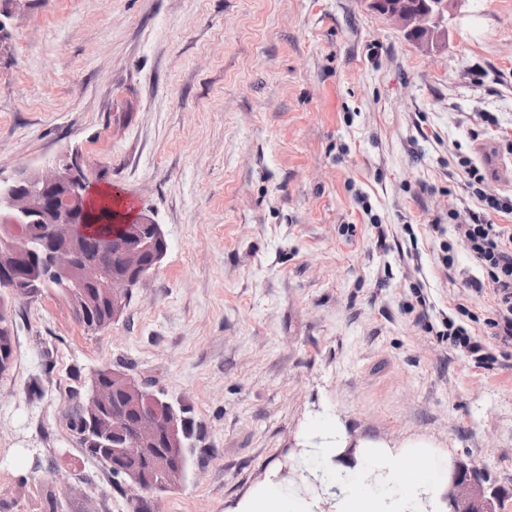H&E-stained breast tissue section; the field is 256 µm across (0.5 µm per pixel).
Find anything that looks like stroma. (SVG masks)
Returning a JSON list of instances; mask_svg holds the SVG:
<instances>
[{
  "instance_id": "obj_1",
  "label": "stroma",
  "mask_w": 512,
  "mask_h": 512,
  "mask_svg": "<svg viewBox=\"0 0 512 512\" xmlns=\"http://www.w3.org/2000/svg\"><path fill=\"white\" fill-rule=\"evenodd\" d=\"M10 23L0 167L78 151L168 248L105 331L50 289L13 303L0 512L49 490L60 512H128L67 416L105 366L186 410L190 469L157 512H240L270 483L336 512L307 473L338 441L349 470L362 444L398 469L424 444L512 512V344L431 229L466 195L459 156L499 161L487 190L512 196V0H467L431 52L364 0H31ZM460 303L490 367L432 330Z\"/></svg>"
}]
</instances>
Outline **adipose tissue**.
<instances>
[{
    "mask_svg": "<svg viewBox=\"0 0 512 512\" xmlns=\"http://www.w3.org/2000/svg\"><path fill=\"white\" fill-rule=\"evenodd\" d=\"M338 449H319L313 459L325 478L339 485L343 512H411L409 490L425 486L429 495H436L437 484L423 485L418 469L400 473L389 471V460L380 451H369L365 467L344 472L337 463Z\"/></svg>",
    "mask_w": 512,
    "mask_h": 512,
    "instance_id": "obj_1",
    "label": "adipose tissue"
}]
</instances>
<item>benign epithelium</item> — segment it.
<instances>
[{
  "label": "benign epithelium",
  "instance_id": "benign-epithelium-1",
  "mask_svg": "<svg viewBox=\"0 0 512 512\" xmlns=\"http://www.w3.org/2000/svg\"><path fill=\"white\" fill-rule=\"evenodd\" d=\"M25 0H11L0 8V41L10 38L6 20ZM369 9L392 22L418 48L430 50L446 43L441 24L448 8L467 0H365ZM94 185L93 170L77 153L62 151L39 166L19 164L9 177L0 176V284L24 295L35 285L23 282L18 273L31 258L20 236L21 224H46L49 250L46 258L54 273L69 284L66 299L71 309L84 316L97 306L112 310V320L122 315L132 289L150 276L166 254V239L160 226L145 213L123 223L119 243L121 269L109 272L88 262L78 264L69 248L79 238L83 224L81 208ZM107 381L95 383L85 409V435L97 438L98 451L112 465V482L126 497L129 512H149V502L164 490L179 487L189 471V435L184 428L183 408L146 393L147 382L122 370L104 372ZM124 390L133 401H143L130 422L128 436L117 437V428L104 431L98 415L112 404V391ZM150 456L151 480L126 469L123 461L134 455ZM448 505L451 512H497L498 494L486 479L462 461L448 474Z\"/></svg>",
  "mask_w": 512,
  "mask_h": 512
}]
</instances>
